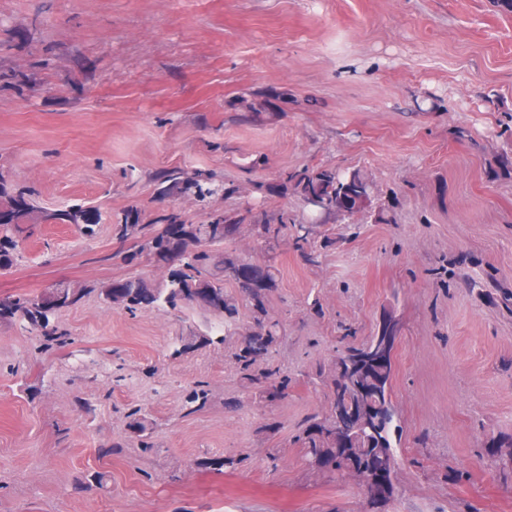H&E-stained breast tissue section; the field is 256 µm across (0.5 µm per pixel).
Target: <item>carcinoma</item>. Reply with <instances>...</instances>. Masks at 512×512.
I'll use <instances>...</instances> for the list:
<instances>
[{
	"mask_svg": "<svg viewBox=\"0 0 512 512\" xmlns=\"http://www.w3.org/2000/svg\"><path fill=\"white\" fill-rule=\"evenodd\" d=\"M9 86L20 90L28 85L26 76L19 75L12 68L0 65V86ZM160 194L177 196L193 193L200 201L224 190V184L211 170L197 169L192 172L180 168L161 170L156 175ZM278 186L283 193H292L314 208L324 210V217L334 218L355 209L368 206L370 185L357 172H340L333 168L316 170H285L279 175ZM38 192L27 188L17 192L9 191L7 179L0 174V206H15L14 223L0 224V271L8 270L13 263L14 253L19 247L21 235L32 230L38 224H73L92 232L88 212L79 205L65 209H47L38 205ZM248 216L240 213L210 214L205 224H187L177 211H169L154 220L157 229L143 239L141 251L147 252L154 260L173 265L169 279L163 285L151 284L143 278H130L124 281L119 293L111 292L109 286L99 288V294L105 300L122 309L135 313L145 307H157L163 304L176 308L180 304L204 303L214 314L222 317L224 312L233 309V305L224 295V281L235 283L238 292L255 302L257 308H263L265 291L271 281L268 270L229 253L213 254L210 247L224 244V240L233 236L238 225L245 223ZM255 222L263 224L264 237L276 239L295 229V244L307 261L315 262L314 254L307 251L313 226L295 224L286 212L265 214ZM183 225L181 243L174 245L164 235V225ZM52 312L39 304L38 297L29 295L10 296L0 304V321L21 323L31 328H45L50 322ZM275 325H266L257 321L255 329L249 335L243 354V368L253 364L251 355H255L274 341ZM208 402V391L198 386L191 392L187 404V413L192 414L203 409ZM336 426V413L326 411L322 417H314L305 432L304 445L309 458L320 453H333L330 442L324 433L333 432ZM400 426L394 415H387L378 424L375 433L364 432V437H379L385 442L384 452L398 442ZM492 468L503 483L512 480V438L501 441V453L492 462Z\"/></svg>",
	"mask_w": 512,
	"mask_h": 512,
	"instance_id": "1",
	"label": "carcinoma"
}]
</instances>
